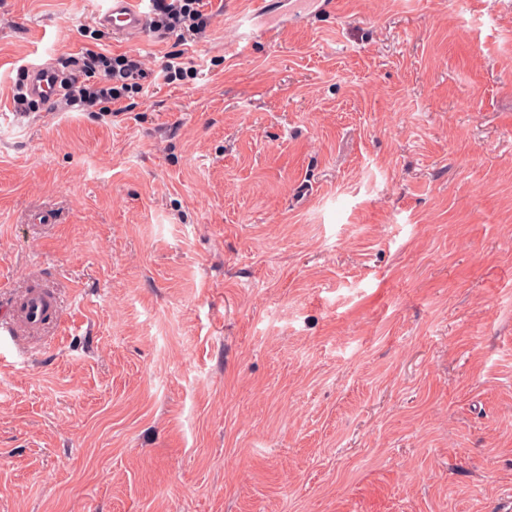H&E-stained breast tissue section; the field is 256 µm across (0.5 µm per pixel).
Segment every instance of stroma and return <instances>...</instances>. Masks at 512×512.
Wrapping results in <instances>:
<instances>
[{
	"mask_svg": "<svg viewBox=\"0 0 512 512\" xmlns=\"http://www.w3.org/2000/svg\"><path fill=\"white\" fill-rule=\"evenodd\" d=\"M210 0L190 74L0 0V512H488L512 484V0ZM283 23L275 41L242 34ZM141 55L137 108L27 67ZM60 72L50 60L31 65L27 70L28 95L43 102L53 101L59 90Z\"/></svg>",
	"mask_w": 512,
	"mask_h": 512,
	"instance_id": "stroma-1",
	"label": "stroma"
}]
</instances>
